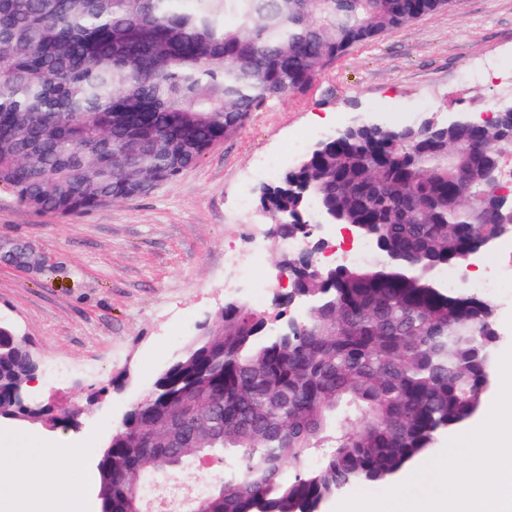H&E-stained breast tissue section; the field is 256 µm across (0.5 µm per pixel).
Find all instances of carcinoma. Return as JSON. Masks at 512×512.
Masks as SVG:
<instances>
[{
	"label": "carcinoma",
	"mask_w": 512,
	"mask_h": 512,
	"mask_svg": "<svg viewBox=\"0 0 512 512\" xmlns=\"http://www.w3.org/2000/svg\"><path fill=\"white\" fill-rule=\"evenodd\" d=\"M447 0H0V188L67 219L152 192L337 57ZM512 115L368 123L322 139L257 191L274 234L317 215L371 242L328 277L293 260L276 324L224 307L112 433L100 512H145L143 482L202 458L224 478L184 512H319L388 483L479 413L499 335L486 300L432 272L512 234L498 193ZM36 359L0 321V406ZM295 470L285 474V466ZM461 428H462V426L460 428L448 433L447 436H443V437L439 438L436 441L434 448H429L426 452H424L394 482H391L390 484H380V483H372V482H362V483L355 484V485L349 487L348 489L344 490L343 492L336 494V496H333L330 499H328L322 506L323 512H336V508L340 502H342L358 493H365V494H371V495L382 494V493L406 482L405 476L410 470L417 467L423 461H426L428 463L431 460L439 457L443 453L447 441L451 438L457 437L458 432L460 431Z\"/></svg>",
	"instance_id": "cac0c4a2"
}]
</instances>
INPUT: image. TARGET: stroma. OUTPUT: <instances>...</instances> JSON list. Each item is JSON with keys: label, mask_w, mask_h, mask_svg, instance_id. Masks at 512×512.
Wrapping results in <instances>:
<instances>
[{"label": "stroma", "mask_w": 512, "mask_h": 512, "mask_svg": "<svg viewBox=\"0 0 512 512\" xmlns=\"http://www.w3.org/2000/svg\"><path fill=\"white\" fill-rule=\"evenodd\" d=\"M512 103V0H449L338 57L303 94L251 113L194 168L154 192L67 220L37 214L0 189V252L27 246L31 259L0 262V320L16 326L40 367L55 360L71 374L41 378L37 400L52 402L63 428L45 423L0 426V457L77 437L96 469L130 406L152 387L207 317L229 299L250 302L243 271L235 297L224 293V254L248 237L266 244L268 266L289 253L257 204L241 194L258 184L245 175L254 156L284 155L299 135L326 133L369 118L412 125L424 114L478 116ZM103 391L101 403L87 393Z\"/></svg>", "instance_id": "stroma-1"}]
</instances>
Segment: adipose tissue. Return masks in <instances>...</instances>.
<instances>
[{
    "instance_id": "ef3b65f1",
    "label": "adipose tissue",
    "mask_w": 512,
    "mask_h": 512,
    "mask_svg": "<svg viewBox=\"0 0 512 512\" xmlns=\"http://www.w3.org/2000/svg\"><path fill=\"white\" fill-rule=\"evenodd\" d=\"M80 459L79 446L70 442L29 449L22 468L0 466V501L14 503L23 496L33 512H42L48 493L81 494L90 477L80 471Z\"/></svg>"
}]
</instances>
